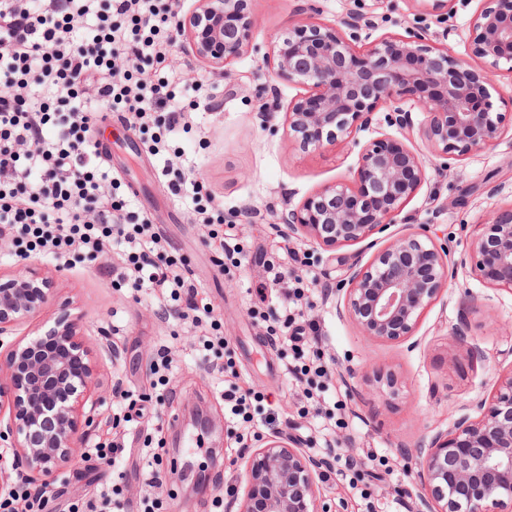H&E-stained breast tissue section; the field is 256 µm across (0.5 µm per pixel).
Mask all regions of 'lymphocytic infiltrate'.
Masks as SVG:
<instances>
[{"label":"lymphocytic infiltrate","instance_id":"1","mask_svg":"<svg viewBox=\"0 0 512 512\" xmlns=\"http://www.w3.org/2000/svg\"><path fill=\"white\" fill-rule=\"evenodd\" d=\"M179 0H0V243L16 256L40 252L54 259L102 260L113 285L184 303L202 327L197 289L184 259L158 247L147 217L129 212L125 197L103 184L86 156L92 146L89 115L80 99L107 102L129 126L153 120L152 150L180 126L184 113L153 116L174 99L168 76L147 68L163 64L175 41ZM54 137H46V126ZM194 210L207 236L228 254L224 212L203 185L193 184Z\"/></svg>","mask_w":512,"mask_h":512}]
</instances>
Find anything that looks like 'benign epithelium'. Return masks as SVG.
I'll list each match as a JSON object with an SVG mask.
<instances>
[{
  "label": "benign epithelium",
  "instance_id": "1",
  "mask_svg": "<svg viewBox=\"0 0 512 512\" xmlns=\"http://www.w3.org/2000/svg\"><path fill=\"white\" fill-rule=\"evenodd\" d=\"M254 25L249 0H197L178 18L180 46L207 62L220 78L248 47ZM349 34H344L340 26ZM375 27L358 13L337 25L294 24L273 47L277 78L307 90L288 104V127L298 148L320 150L348 141L359 147L353 184L335 183L286 208L288 235L304 236L325 250L361 243L397 223L426 178L423 162L407 146L387 139L361 143L381 106L412 95L425 114L422 135L448 172L452 161L498 144L505 115L493 111L488 86L501 65L512 72V0H487L472 18V54L482 66L461 60L449 46L434 47L421 28L360 43L359 30ZM388 127L413 126L412 111L386 113ZM448 247L429 228L394 239L365 266L346 277V313L365 335L398 341L411 336L423 313L457 277ZM499 289L512 291V207L476 225L462 265ZM52 280L20 267L0 280V335L40 311ZM79 321L60 310L43 339L14 343L0 361V439L9 441L12 469L0 465V497L12 491V471L50 477L82 455L86 424L79 408L92 381ZM451 341L482 356L462 318ZM462 414L445 434L420 441L405 455L420 459L417 478L425 494L418 512H512V372L495 393ZM322 459L283 440L269 439L247 464V491L238 512H329L322 500Z\"/></svg>",
  "mask_w": 512,
  "mask_h": 512
}]
</instances>
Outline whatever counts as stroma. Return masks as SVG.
I'll use <instances>...</instances> for the list:
<instances>
[{
	"label": "stroma",
	"instance_id": "stroma-1",
	"mask_svg": "<svg viewBox=\"0 0 512 512\" xmlns=\"http://www.w3.org/2000/svg\"><path fill=\"white\" fill-rule=\"evenodd\" d=\"M481 6V0H450L447 10L434 11L423 0H252L249 47L232 64V79L222 81L207 63L171 48L168 64L177 70L191 67L203 77L204 87L187 128L171 135L168 149L182 154L186 173L204 172L205 186L224 203V221L234 225L242 248L226 273L218 266L219 249L203 239L190 213L189 198L176 196L163 176L167 161L152 152L150 132L130 129L117 116L92 128L91 137L109 146L101 174L118 184L130 211L148 215L153 232L186 258L199 302L212 306L221 324L230 365L214 372L212 363L201 358L197 332L159 318L150 296L114 287L87 260L66 265L30 256L28 265L52 278L53 298L0 340L9 344L42 336L60 307H67L79 319L94 369L93 391L111 390L120 380L146 395L153 392L155 349L170 346L173 363L158 418L142 426L140 434L150 440L166 475L159 490L164 512H238L247 489L248 453L274 437L293 439L326 459L323 496L332 512H409L420 495L418 460L402 455V447L447 432L465 406L489 396L512 371V292L460 266L476 225L512 206V131H505L495 147L460 157L444 174L419 127L422 111L411 96H403L401 106L413 110L412 129L387 127L379 111L359 138H389L422 159L426 179L407 203L405 219L375 235L373 242L333 251L289 237L280 221L285 207L299 206L324 186L352 181L358 165L352 144L304 153L290 136L285 108L303 90L272 74V49L288 25L334 23L349 13L369 11L376 22L372 38L422 27L431 44L451 45L468 60L470 23ZM274 95L282 109L270 123H261L258 111ZM420 224L447 243L448 262L458 268L456 279L424 312L408 340L363 335L339 313L344 302L337 290L340 280L350 265L369 263L391 240ZM270 263L284 273L280 284L267 277ZM297 281L304 289L299 307L305 319L316 323L333 373L310 400L302 387L288 381L286 366L294 349L287 334L274 338L268 331L284 311L286 289ZM472 295L479 306L470 315L471 334L483 350L477 360L448 341ZM379 369L397 376L394 398H385L376 383ZM231 383L258 394L250 425H242L224 401ZM366 452L375 455L383 475L367 500L344 477L346 460ZM139 455V448L128 449L124 462L110 473L112 483L134 498L149 490L150 471Z\"/></svg>",
	"mask_w": 512,
	"mask_h": 512
}]
</instances>
